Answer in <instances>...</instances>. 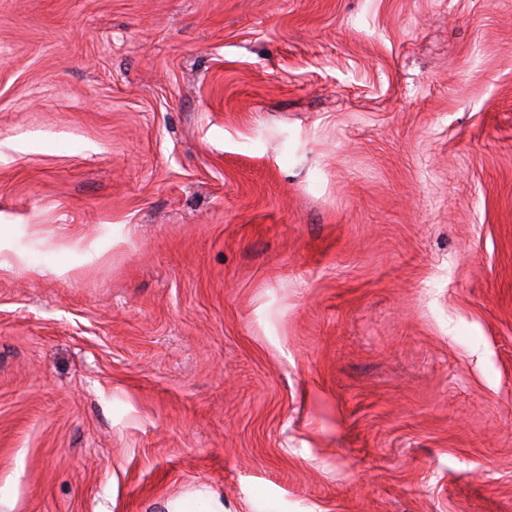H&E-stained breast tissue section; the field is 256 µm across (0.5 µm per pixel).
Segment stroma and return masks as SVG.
Returning a JSON list of instances; mask_svg holds the SVG:
<instances>
[{
	"label": "stroma",
	"instance_id": "1",
	"mask_svg": "<svg viewBox=\"0 0 512 512\" xmlns=\"http://www.w3.org/2000/svg\"><path fill=\"white\" fill-rule=\"evenodd\" d=\"M1 224L0 512H512V0H0ZM17 224L0 225V269L22 267L33 275L43 274V270L31 265L28 261V246L22 242V233L14 226Z\"/></svg>",
	"mask_w": 512,
	"mask_h": 512
}]
</instances>
